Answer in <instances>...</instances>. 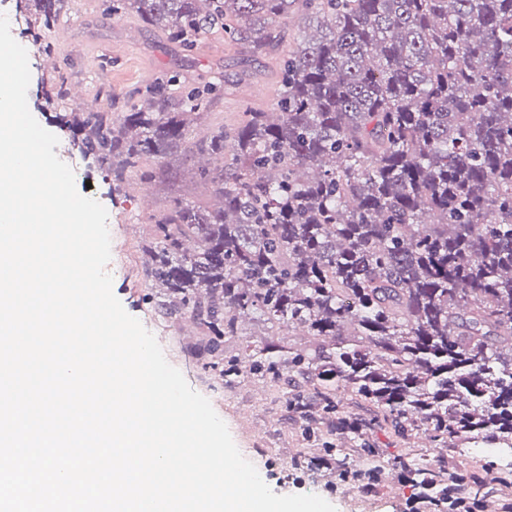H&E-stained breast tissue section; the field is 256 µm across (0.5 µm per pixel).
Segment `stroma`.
<instances>
[{
	"instance_id": "1",
	"label": "stroma",
	"mask_w": 512,
	"mask_h": 512,
	"mask_svg": "<svg viewBox=\"0 0 512 512\" xmlns=\"http://www.w3.org/2000/svg\"><path fill=\"white\" fill-rule=\"evenodd\" d=\"M24 29L21 23L10 25L13 38L28 52L29 110L44 129L57 134L56 153L73 169L78 191L97 200L108 212L111 259L106 270L115 296L126 312L155 336L167 361L181 371L191 388L208 398L242 456L279 495L315 494L331 503L336 512H428L411 488L404 484L392 487L391 481L399 475L396 462L400 455L408 452L413 458L430 460L437 456V449L423 440L408 447L387 426L368 429L365 439L379 450L383 468L373 491L367 490L363 481L341 480L336 466L307 467L298 456L306 446L299 434L301 422L288 411L283 386L254 377L218 382L188 352L194 338L184 334L181 323L159 317L145 303L144 296L151 288L145 276L151 217L165 212L177 198L202 204L212 200L198 176V154L186 150L166 159L143 160L139 168L127 173L122 190L114 192L111 178L83 156L55 121L56 113L72 109L69 101L54 97L61 82L82 84L94 109L102 107L107 92H114L117 106L123 110L137 102L139 90L156 81L174 79L184 86L217 82L190 129L188 141L193 144L214 129L237 126L245 106L276 111L277 54L253 58L241 47L225 43L218 31L204 35L193 51L184 52L170 43L163 30L146 26L133 14H105L100 0H70L68 10L44 34L59 61L53 69L47 67L44 54L25 36ZM143 181L151 187V196L145 201L134 191ZM247 341L287 349L313 343L312 337L298 331L248 318L237 335L225 337V356L235 355Z\"/></svg>"
}]
</instances>
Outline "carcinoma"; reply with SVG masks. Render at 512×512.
<instances>
[{
	"instance_id": "1",
	"label": "carcinoma",
	"mask_w": 512,
	"mask_h": 512,
	"mask_svg": "<svg viewBox=\"0 0 512 512\" xmlns=\"http://www.w3.org/2000/svg\"><path fill=\"white\" fill-rule=\"evenodd\" d=\"M51 29L66 0H17ZM186 51L212 30L255 53L279 49L276 20L315 29L281 59L277 111L195 143L218 201L177 200L154 225L145 301L204 328L190 349L219 380L243 373L307 392L288 398L303 440L338 424L351 451L310 458L357 476L366 429L389 425L436 448L512 451V0H108ZM149 85L138 103L68 112L59 127L113 177L187 142L214 84ZM259 315L304 328L309 350L224 337ZM362 414L336 418L338 390ZM430 512H484L495 488L448 472V457L399 461Z\"/></svg>"
}]
</instances>
